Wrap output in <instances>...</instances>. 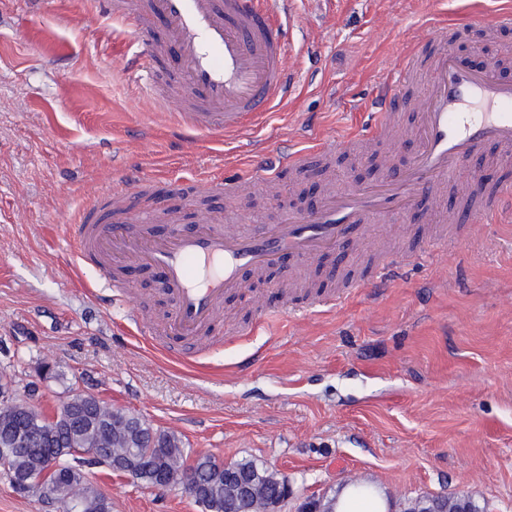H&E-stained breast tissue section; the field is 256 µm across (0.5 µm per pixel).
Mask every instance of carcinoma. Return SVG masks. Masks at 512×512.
<instances>
[{"mask_svg":"<svg viewBox=\"0 0 512 512\" xmlns=\"http://www.w3.org/2000/svg\"><path fill=\"white\" fill-rule=\"evenodd\" d=\"M56 428L50 441L45 439L48 427ZM49 448L59 457L56 468L47 471L42 481L33 485L30 494L42 499L46 491L64 487L94 500L98 512H109L110 506L97 488L83 481L86 459L77 453L60 454L62 448H100L111 457L134 456L145 460L140 480L151 485L154 474L172 470L176 479L187 475L210 476L209 490L195 502L205 512H263L281 481L274 470L251 459L235 461L237 471L249 482L251 491L238 495L224 482L222 462L212 455L190 457L181 439L172 432L152 427L140 416L125 412L114 414L104 400L84 391L68 395L48 415L29 405L0 406V469L10 480L32 471L40 461V449ZM484 512L471 498L422 495L410 500L404 512Z\"/></svg>","mask_w":512,"mask_h":512,"instance_id":"1","label":"carcinoma"}]
</instances>
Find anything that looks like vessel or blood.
<instances>
[{
	"instance_id": "vessel-or-blood-1",
	"label": "vessel or blood",
	"mask_w": 512,
	"mask_h": 512,
	"mask_svg": "<svg viewBox=\"0 0 512 512\" xmlns=\"http://www.w3.org/2000/svg\"><path fill=\"white\" fill-rule=\"evenodd\" d=\"M120 17L134 41H145L143 60L156 98L178 93L175 120L199 134L243 133L248 122L275 98H287L293 77L286 67L287 29L269 0H102ZM166 25V44L146 42L152 17ZM448 31L439 30L404 58L390 75L394 86L406 76L421 79L418 102L420 148L393 177L352 189L327 191L313 211L288 209L278 223L255 229L203 222L194 230L160 229L134 223L120 212L100 219L99 205L83 208L67 235L80 262L109 275L113 291L125 284L113 272L136 265L159 274L170 312L160 324L166 348L191 358L212 333L226 295L242 288V274L278 267L291 258L296 267L322 254L346 249L386 231L419 200L440 195L472 157L488 153L498 179L473 183L462 208L471 218L512 212V81L502 79L496 62L482 68L461 64ZM174 48L180 66L166 74L162 58ZM419 237L429 245L468 240L464 226L430 223ZM403 249L384 252L369 278L350 280L353 288L393 276Z\"/></svg>"
}]
</instances>
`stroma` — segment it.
Returning a JSON list of instances; mask_svg holds the SVG:
<instances>
[{
  "instance_id": "1",
  "label": "stroma",
  "mask_w": 512,
  "mask_h": 512,
  "mask_svg": "<svg viewBox=\"0 0 512 512\" xmlns=\"http://www.w3.org/2000/svg\"><path fill=\"white\" fill-rule=\"evenodd\" d=\"M508 12L512 0H291L281 16L291 95L245 134L202 139L156 108L123 22L94 0H0V375L22 396L36 383L40 411L76 383L175 433L191 455L256 460L290 479L283 512L351 480L380 488L397 512L426 494L512 512V216L489 217L463 250L434 248L390 282L350 289L336 308L305 313L294 290L297 313L269 326L258 311L288 274L249 281L226 297L224 323L251 334L213 333L192 362L132 319L168 309L150 271L135 270L115 300L65 234L95 193L125 189L143 224L175 205L137 198L146 176L172 190L234 180L236 193L207 202L228 224L311 208L297 171H277L282 154L356 133L381 97L398 120L377 157L339 151L328 163L340 189L397 169L417 105L386 91L387 73L443 26L470 53L505 61L512 24L482 22ZM86 472L112 512H203L183 487Z\"/></svg>"
}]
</instances>
